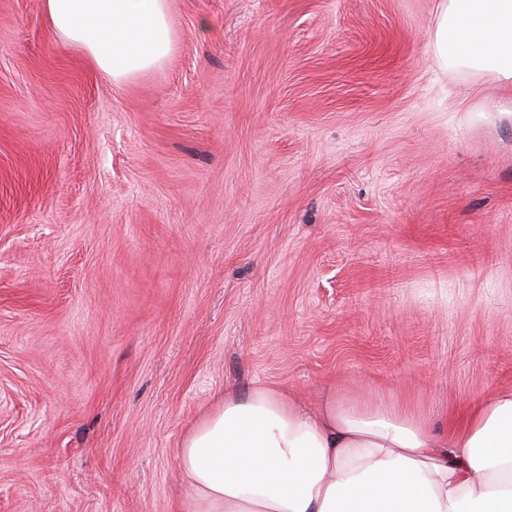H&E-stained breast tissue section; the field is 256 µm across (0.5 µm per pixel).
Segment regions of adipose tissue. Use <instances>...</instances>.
Here are the masks:
<instances>
[{"label":"adipose tissue","mask_w":512,"mask_h":512,"mask_svg":"<svg viewBox=\"0 0 512 512\" xmlns=\"http://www.w3.org/2000/svg\"><path fill=\"white\" fill-rule=\"evenodd\" d=\"M50 29L127 82L173 51L169 0H44ZM445 70L512 82V0H439ZM179 512H512V388L450 433L416 414L327 391L309 410L287 390L225 389L176 451Z\"/></svg>","instance_id":"1"}]
</instances>
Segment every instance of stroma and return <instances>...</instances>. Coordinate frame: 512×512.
<instances>
[{"mask_svg":"<svg viewBox=\"0 0 512 512\" xmlns=\"http://www.w3.org/2000/svg\"><path fill=\"white\" fill-rule=\"evenodd\" d=\"M438 0H170L117 83L0 0V512H177L225 388L457 426L512 387V85Z\"/></svg>","mask_w":512,"mask_h":512,"instance_id":"obj_1","label":"stroma"}]
</instances>
